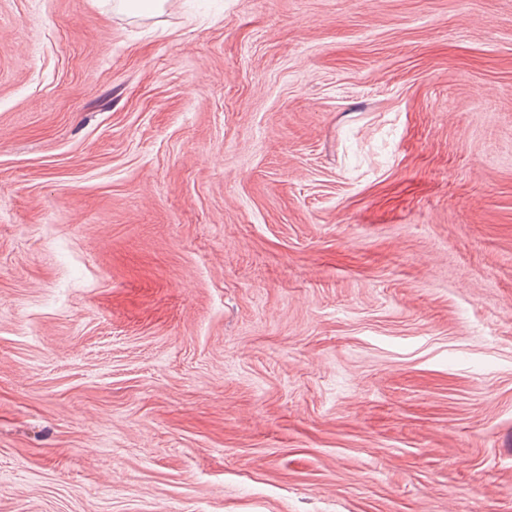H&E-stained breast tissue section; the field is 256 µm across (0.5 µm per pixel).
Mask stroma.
<instances>
[{"instance_id":"stroma-1","label":"stroma","mask_w":512,"mask_h":512,"mask_svg":"<svg viewBox=\"0 0 512 512\" xmlns=\"http://www.w3.org/2000/svg\"><path fill=\"white\" fill-rule=\"evenodd\" d=\"M0 512H512V0H0Z\"/></svg>"}]
</instances>
